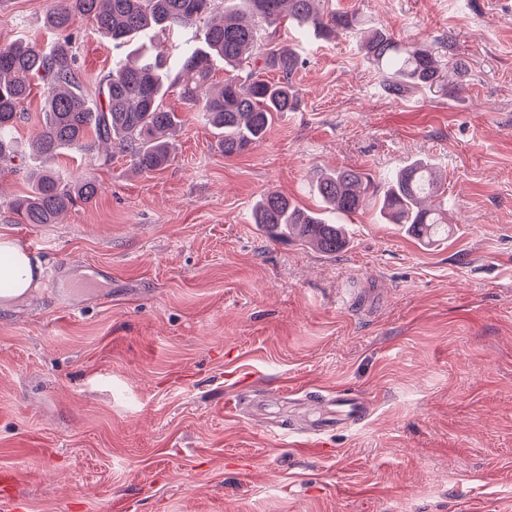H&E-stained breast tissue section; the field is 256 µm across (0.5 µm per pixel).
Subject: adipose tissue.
I'll return each mask as SVG.
<instances>
[{
  "mask_svg": "<svg viewBox=\"0 0 512 512\" xmlns=\"http://www.w3.org/2000/svg\"><path fill=\"white\" fill-rule=\"evenodd\" d=\"M38 262L16 241L0 238V304L9 306L26 300L38 287Z\"/></svg>",
  "mask_w": 512,
  "mask_h": 512,
  "instance_id": "obj_1",
  "label": "adipose tissue"
}]
</instances>
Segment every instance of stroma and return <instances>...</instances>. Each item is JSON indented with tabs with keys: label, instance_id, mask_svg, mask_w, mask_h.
Here are the masks:
<instances>
[{
	"label": "stroma",
	"instance_id": "obj_1",
	"mask_svg": "<svg viewBox=\"0 0 512 512\" xmlns=\"http://www.w3.org/2000/svg\"><path fill=\"white\" fill-rule=\"evenodd\" d=\"M333 2L465 62L463 93L392 98L358 32L285 27L301 105L255 148L224 156L191 111L164 170L73 153L62 177L99 192L56 224L23 223L26 178L0 173V236L43 269L0 307V498L20 512H512V0ZM49 6L0 0V45H52ZM75 33L93 93L114 52ZM417 159L447 180V242L368 207L326 255L251 220L272 191L318 207L316 169ZM341 389L370 417L294 446Z\"/></svg>",
	"mask_w": 512,
	"mask_h": 512
}]
</instances>
